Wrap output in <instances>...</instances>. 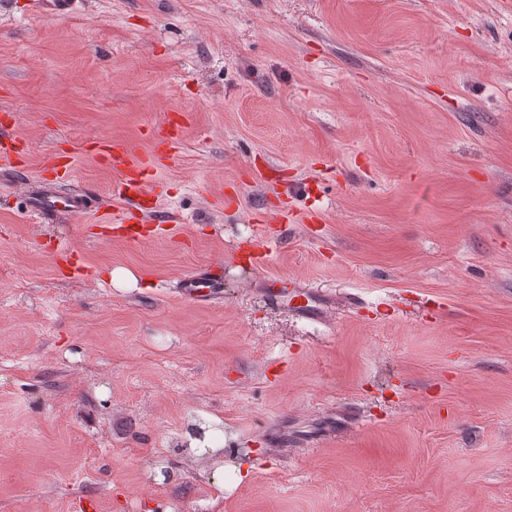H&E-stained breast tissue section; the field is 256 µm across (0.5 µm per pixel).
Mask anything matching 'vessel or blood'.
I'll list each match as a JSON object with an SVG mask.
<instances>
[{
	"mask_svg": "<svg viewBox=\"0 0 512 512\" xmlns=\"http://www.w3.org/2000/svg\"><path fill=\"white\" fill-rule=\"evenodd\" d=\"M74 4L75 0H36V12L45 18H64L72 12ZM94 155L101 165L117 172L118 178L112 184V196L135 202L140 225L169 223V216L159 211L155 201L156 184L153 179L155 171L165 166L168 154L155 152L139 158L127 147L101 142L95 146ZM97 203L95 194L88 188L77 185L63 194L59 192L57 182L51 178L43 179L38 188L28 194V211L34 216H52L63 212L78 217L91 211ZM139 227L127 228V238L139 239ZM221 288L220 280L205 270L188 272L179 281L181 297L190 302L214 299ZM259 289L275 305L294 315L310 320L324 317L321 300L296 282L285 284L277 278H266L260 282Z\"/></svg>",
	"mask_w": 512,
	"mask_h": 512,
	"instance_id": "1",
	"label": "vessel or blood"
}]
</instances>
